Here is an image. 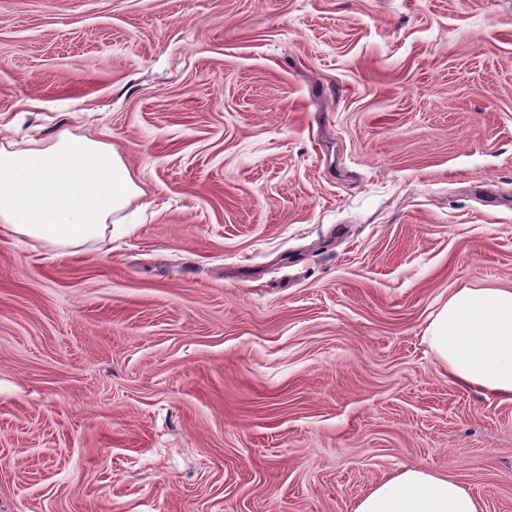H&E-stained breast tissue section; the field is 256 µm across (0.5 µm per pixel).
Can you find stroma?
Instances as JSON below:
<instances>
[{"mask_svg": "<svg viewBox=\"0 0 512 512\" xmlns=\"http://www.w3.org/2000/svg\"><path fill=\"white\" fill-rule=\"evenodd\" d=\"M64 128L143 193L0 236V512H512V404L424 341L512 288V0H0V139ZM353 512H485L482 500L448 475L407 469L378 482Z\"/></svg>", "mask_w": 512, "mask_h": 512, "instance_id": "stroma-1", "label": "stroma"}]
</instances>
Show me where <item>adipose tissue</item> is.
I'll list each match as a JSON object with an SVG mask.
<instances>
[{
    "label": "adipose tissue",
    "mask_w": 512,
    "mask_h": 512,
    "mask_svg": "<svg viewBox=\"0 0 512 512\" xmlns=\"http://www.w3.org/2000/svg\"><path fill=\"white\" fill-rule=\"evenodd\" d=\"M141 189L111 143L60 131L41 148L0 144V232L34 235L68 255L100 239L113 213ZM425 339L449 378L512 403V289L462 288L441 308ZM353 512H485L451 477L419 468L378 482Z\"/></svg>",
    "instance_id": "obj_1"
}]
</instances>
